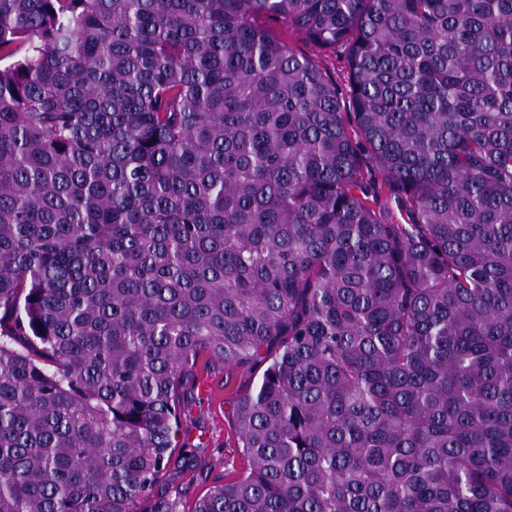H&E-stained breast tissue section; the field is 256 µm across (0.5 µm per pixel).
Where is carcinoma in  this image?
I'll list each match as a JSON object with an SVG mask.
<instances>
[{"mask_svg": "<svg viewBox=\"0 0 512 512\" xmlns=\"http://www.w3.org/2000/svg\"><path fill=\"white\" fill-rule=\"evenodd\" d=\"M203 352L193 512H512V0H0V512H141ZM289 42L293 48L303 54L316 58L322 68L336 81L342 92L347 85L345 62L341 53H324L311 42L296 34L290 36ZM263 368L224 366L216 358L199 361L181 390L178 447L173 449L153 495L141 504L143 511L192 512L209 489L247 467L243 448H238L233 404ZM199 382L205 384V390Z\"/></svg>", "mask_w": 512, "mask_h": 512, "instance_id": "1", "label": "carcinoma"}]
</instances>
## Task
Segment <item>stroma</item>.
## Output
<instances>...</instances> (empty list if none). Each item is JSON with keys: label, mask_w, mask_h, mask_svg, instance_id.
<instances>
[{"label": "stroma", "mask_w": 512, "mask_h": 512, "mask_svg": "<svg viewBox=\"0 0 512 512\" xmlns=\"http://www.w3.org/2000/svg\"><path fill=\"white\" fill-rule=\"evenodd\" d=\"M259 370L221 360H200L181 391L178 446L143 512H193L212 487L242 471L247 460L234 426V400L245 393Z\"/></svg>", "instance_id": "1"}]
</instances>
